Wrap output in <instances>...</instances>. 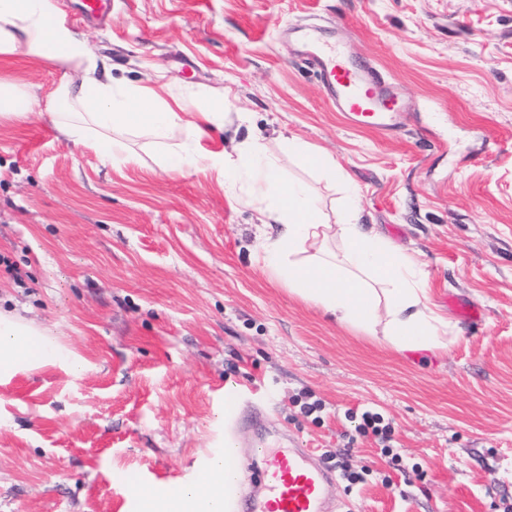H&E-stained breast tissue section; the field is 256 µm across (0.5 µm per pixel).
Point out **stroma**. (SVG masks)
Segmentation results:
<instances>
[{"label": "stroma", "mask_w": 512, "mask_h": 512, "mask_svg": "<svg viewBox=\"0 0 512 512\" xmlns=\"http://www.w3.org/2000/svg\"><path fill=\"white\" fill-rule=\"evenodd\" d=\"M80 2L56 0L113 79L223 100L209 150L294 138L333 157L344 178L280 165L330 224L355 199L416 259L448 349L339 324L256 262V211L206 163L164 171L146 135L103 160L44 112L68 67L0 56L35 98L0 117V312L85 365L0 385V512H138L135 486L203 482L226 439L248 459L282 435L360 474L334 512H512V0H112L103 26ZM297 21L399 86L401 132L347 124L282 35ZM365 408L409 480L383 485L394 465L346 418Z\"/></svg>", "instance_id": "obj_1"}]
</instances>
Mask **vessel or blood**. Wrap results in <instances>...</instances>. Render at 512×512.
I'll return each mask as SVG.
<instances>
[{"label":"vessel or blood","mask_w":512,"mask_h":512,"mask_svg":"<svg viewBox=\"0 0 512 512\" xmlns=\"http://www.w3.org/2000/svg\"><path fill=\"white\" fill-rule=\"evenodd\" d=\"M302 54L319 72L324 97L354 124L387 133L400 130L408 112L406 98L369 63H351L341 41L322 37L318 27L296 29ZM259 473L238 464L237 479L259 477L264 493L257 498L238 495L230 487H217L225 512H327L332 478L295 446L267 447L261 451Z\"/></svg>","instance_id":"vessel-or-blood-1"}]
</instances>
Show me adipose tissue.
<instances>
[{
    "instance_id": "1",
    "label": "adipose tissue",
    "mask_w": 512,
    "mask_h": 512,
    "mask_svg": "<svg viewBox=\"0 0 512 512\" xmlns=\"http://www.w3.org/2000/svg\"><path fill=\"white\" fill-rule=\"evenodd\" d=\"M24 54L83 73L81 83L63 81L46 103L58 129L74 143L97 148L102 157H125L124 135L147 133L155 141L172 139L187 129L185 142L171 148L163 168L176 171L206 163L225 186L249 184L263 240L257 262L303 300L321 306L337 321L361 329L386 326V339L400 351L445 348V323L426 305V289L415 261L362 223L357 205H348L338 226L340 252L325 245L326 219L317 200L301 182H284L282 150L306 166L335 172L336 163L307 146L267 147L237 143L232 151L209 152L200 141L224 126V102L204 96L174 94L170 87L128 85L100 80L97 60L55 9L52 0H0V55ZM191 121H184V114ZM312 252L311 260L301 255ZM59 365L69 372L84 368L65 355L54 340L19 317L0 313V384L22 370ZM233 448L211 460L200 485L166 493L141 487L139 512H224L213 487L234 478Z\"/></svg>"
}]
</instances>
